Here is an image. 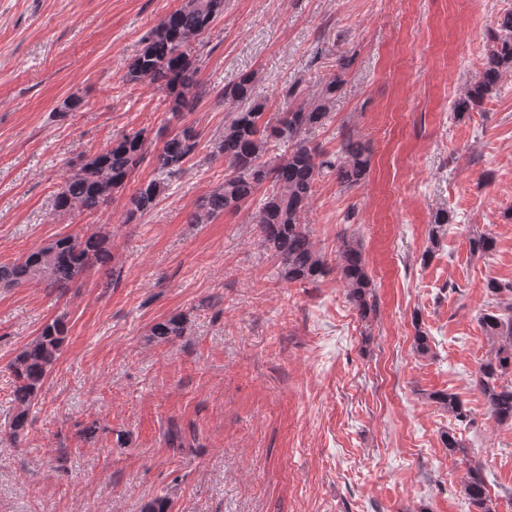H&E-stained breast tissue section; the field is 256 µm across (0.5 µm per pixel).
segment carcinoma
<instances>
[{
  "mask_svg": "<svg viewBox=\"0 0 512 512\" xmlns=\"http://www.w3.org/2000/svg\"><path fill=\"white\" fill-rule=\"evenodd\" d=\"M224 13V0H183L181 7L166 14L142 37L141 53L125 78L154 86L165 94L166 127L170 132L154 159L158 177L142 182L126 199L124 223L136 224L151 212L169 188V181L199 148L201 135L186 123V114L197 109L205 96L198 79L201 37L216 17ZM479 79L466 92L465 105L479 107L494 90L502 73L512 69V11L498 17L489 31ZM253 76L246 75L224 88L220 97L231 105L224 117V130L214 140L213 156L224 159L228 175L224 184L206 196L186 218L188 224H209L217 217L236 213L258 202L253 223L261 243L279 260L282 277L292 283H316L339 271L347 297L358 316L368 321L376 311L373 281L367 272L356 238H341L335 262L318 251L312 241L305 214L315 194L322 169L336 171V180L350 190L364 180L370 163L368 147L349 128L340 133V149L334 158L324 157L306 133L322 125L341 82L334 77L314 97L265 118L262 107L251 102ZM288 142V151L270 157L272 143ZM152 140L140 129L112 142L108 149L80 156L54 198L61 214H96L124 192L132 176L151 155ZM102 270L116 285L121 268L112 264V234L101 229L59 237L23 258L0 263V288H18L37 283L58 296L82 284L92 270ZM496 310L480 317L491 350L473 379L490 416L503 426H512V283L488 284ZM187 320L172 316L151 328V335L168 342L185 335ZM67 334L66 322L56 318L45 324L9 366L13 377V413L5 430L15 439L32 423L30 413L44 381L58 361ZM441 409L462 422L467 418L463 402L453 393L429 395ZM444 446L449 456L466 459L468 448L452 432ZM463 492L477 512H496L488 494L481 467L469 466Z\"/></svg>",
  "mask_w": 512,
  "mask_h": 512,
  "instance_id": "1",
  "label": "carcinoma"
}]
</instances>
